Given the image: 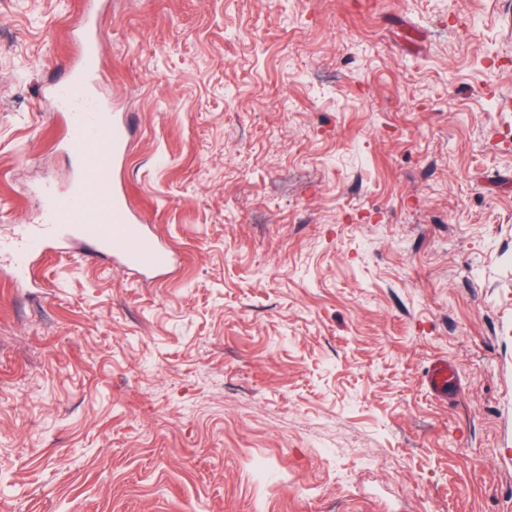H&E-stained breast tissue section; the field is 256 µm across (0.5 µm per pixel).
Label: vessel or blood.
<instances>
[{
	"mask_svg": "<svg viewBox=\"0 0 512 512\" xmlns=\"http://www.w3.org/2000/svg\"><path fill=\"white\" fill-rule=\"evenodd\" d=\"M95 27V10L90 7L76 32L81 45L73 65L77 76L53 90L57 110L68 117L69 146L79 160L72 187L64 193L46 189L41 224L22 228L14 240L0 241V252L8 255L19 274L26 273L34 257L64 236L79 239L88 259L109 257L130 271L159 272L177 260L170 247L133 219L123 191L113 182V163L124 150L128 133L84 84L105 66ZM427 378L433 394L444 397L455 383V369L448 360L439 359Z\"/></svg>",
	"mask_w": 512,
	"mask_h": 512,
	"instance_id": "b4317fda",
	"label": "vessel or blood"
}]
</instances>
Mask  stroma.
<instances>
[{"label": "stroma", "instance_id": "stroma-1", "mask_svg": "<svg viewBox=\"0 0 512 512\" xmlns=\"http://www.w3.org/2000/svg\"><path fill=\"white\" fill-rule=\"evenodd\" d=\"M84 7L0 0L2 238L76 171ZM511 17L101 0L115 180L178 260L0 259V512H512ZM427 378L433 394L447 397L448 391L455 383L454 366L446 359H438L430 367Z\"/></svg>", "mask_w": 512, "mask_h": 512}]
</instances>
